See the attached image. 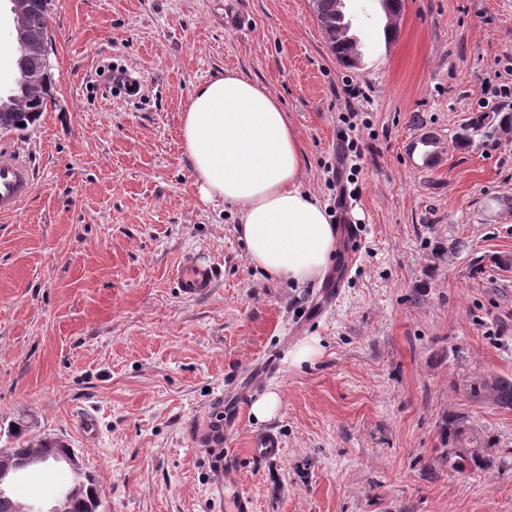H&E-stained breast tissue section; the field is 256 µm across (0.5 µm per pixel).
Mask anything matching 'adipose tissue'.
Segmentation results:
<instances>
[{
  "label": "adipose tissue",
  "instance_id": "adipose-tissue-1",
  "mask_svg": "<svg viewBox=\"0 0 512 512\" xmlns=\"http://www.w3.org/2000/svg\"><path fill=\"white\" fill-rule=\"evenodd\" d=\"M180 134L199 199L239 214L251 264L274 280L322 279L336 227L302 186L299 142L275 94L238 73L218 75L195 88Z\"/></svg>",
  "mask_w": 512,
  "mask_h": 512
}]
</instances>
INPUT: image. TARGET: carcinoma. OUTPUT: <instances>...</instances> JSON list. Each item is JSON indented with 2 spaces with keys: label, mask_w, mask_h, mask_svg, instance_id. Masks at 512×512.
Returning a JSON list of instances; mask_svg holds the SVG:
<instances>
[{
  "label": "carcinoma",
  "mask_w": 512,
  "mask_h": 512,
  "mask_svg": "<svg viewBox=\"0 0 512 512\" xmlns=\"http://www.w3.org/2000/svg\"><path fill=\"white\" fill-rule=\"evenodd\" d=\"M28 8L24 15V22L27 28L33 32L48 31V19L50 3L48 0H28ZM313 10L320 23L324 34L350 25L346 14L336 11V0H314ZM16 68L18 79L15 87L6 95L0 94V127H13L19 131L30 125L41 112L45 111L48 98L51 95L53 73L52 65L44 63L38 54L24 55L16 52ZM40 77L43 86L40 95L30 94L31 79ZM512 129V113L502 115L498 124L489 122V115L480 114L470 119L468 123L456 133V141L464 146L470 142L472 136L480 134L487 139H493L499 132ZM482 388L487 392V397L494 404L503 407H512V380L507 378H495L482 383ZM22 429L8 432L7 439L10 445L6 446L7 455L11 456H33L48 457L53 459L67 453L65 448H45L42 444L32 447L22 440ZM481 454L477 448H458L448 451V460L453 462V467L459 468L465 462L478 463ZM72 483L83 487L78 497L71 505L72 512H85L86 501L89 500L86 489L93 486L92 479L82 469L74 471Z\"/></svg>",
  "instance_id": "obj_1"
}]
</instances>
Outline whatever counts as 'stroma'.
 Listing matches in <instances>:
<instances>
[{"instance_id":"35a3bbf8","label":"stroma","mask_w":512,"mask_h":512,"mask_svg":"<svg viewBox=\"0 0 512 512\" xmlns=\"http://www.w3.org/2000/svg\"><path fill=\"white\" fill-rule=\"evenodd\" d=\"M345 13L356 69L311 0H51L52 96L0 133L33 174L0 218V447L21 422L24 440H65L99 512H213L216 471L194 443L206 418L235 423L223 474L254 512H512V407L473 393L512 379V134L455 141L475 113L512 112V0H404L388 43L378 0ZM109 67L136 71L139 95L109 93ZM228 70L280 100L304 189L331 215L352 203L331 305L322 282L255 268L237 215L196 194L181 115ZM187 257L217 268L207 294L178 288ZM270 390L280 408L256 421ZM448 417L476 434L481 467L446 463ZM269 428L282 454L253 456ZM70 479L34 468L13 493L46 501ZM280 404V395L276 391H269L253 402L251 413L256 420L268 421L276 416Z\"/></svg>"}]
</instances>
